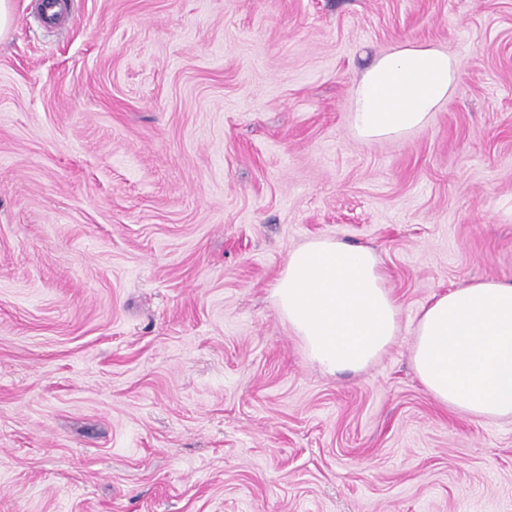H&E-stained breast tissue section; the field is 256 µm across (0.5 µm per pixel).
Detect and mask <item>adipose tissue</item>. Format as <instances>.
<instances>
[{
    "label": "adipose tissue",
    "mask_w": 512,
    "mask_h": 512,
    "mask_svg": "<svg viewBox=\"0 0 512 512\" xmlns=\"http://www.w3.org/2000/svg\"><path fill=\"white\" fill-rule=\"evenodd\" d=\"M456 78L447 51L397 44L356 84L355 133L398 138L424 129ZM272 298L309 359L330 374L365 368L398 334L397 303L375 252L335 238L292 251ZM411 358L441 406L477 419L512 418V282L484 277L434 297L421 310Z\"/></svg>",
    "instance_id": "ef3b65f1"
}]
</instances>
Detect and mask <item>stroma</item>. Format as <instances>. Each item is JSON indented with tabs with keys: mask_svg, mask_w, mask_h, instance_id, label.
<instances>
[{
	"mask_svg": "<svg viewBox=\"0 0 512 512\" xmlns=\"http://www.w3.org/2000/svg\"><path fill=\"white\" fill-rule=\"evenodd\" d=\"M13 0L0 38V512H512V420L411 365L435 295L512 281V0ZM454 56L424 130L365 140L363 70ZM373 249L393 343L323 373L289 252Z\"/></svg>",
	"mask_w": 512,
	"mask_h": 512,
	"instance_id": "35a3bbf8",
	"label": "stroma"
}]
</instances>
